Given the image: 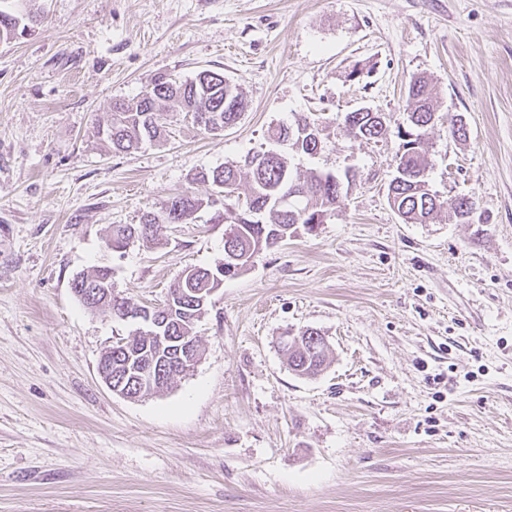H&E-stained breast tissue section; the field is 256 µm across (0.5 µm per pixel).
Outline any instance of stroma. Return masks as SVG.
<instances>
[{
	"mask_svg": "<svg viewBox=\"0 0 512 512\" xmlns=\"http://www.w3.org/2000/svg\"><path fill=\"white\" fill-rule=\"evenodd\" d=\"M0 42V512H512V0H29ZM359 78H350L352 67ZM208 69L249 107L221 135L179 112L169 137L114 153L96 130L154 74ZM441 91L431 185L483 224H406L388 183L407 84ZM322 112L298 172L359 177L325 224L261 251L197 323L203 357L138 400L101 381L132 322L71 283L99 265L154 305L187 266L224 257L213 209L159 244L105 246L197 172L271 149L270 126ZM463 119L468 136L448 128ZM332 354L313 378L279 348L306 328ZM358 111L348 112L344 117L345 126L355 137L379 141L387 136L389 126L385 113Z\"/></svg>",
	"mask_w": 512,
	"mask_h": 512,
	"instance_id": "35a3bbf8",
	"label": "stroma"
}]
</instances>
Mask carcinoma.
<instances>
[{"instance_id": "obj_1", "label": "carcinoma", "mask_w": 512, "mask_h": 512, "mask_svg": "<svg viewBox=\"0 0 512 512\" xmlns=\"http://www.w3.org/2000/svg\"><path fill=\"white\" fill-rule=\"evenodd\" d=\"M24 0H0V41L21 36L26 28L40 23L41 15L22 7ZM150 97L138 95L132 100L112 104L111 119L98 126L97 136L116 153H128L146 142L166 141V126L160 123L162 112H182L194 125L206 133H215V126L225 129L235 125L248 109V102L239 87L227 92V79L214 77L211 70H202L191 78L175 79L167 73L156 74L148 84ZM438 88L427 78H411L408 89L405 118L397 125L400 139L396 153V172L401 181H392L388 195L399 200V217L406 224H425L442 211L448 220L459 222L457 207L446 200L430 195L429 162L424 137L433 129L436 120ZM326 118L321 113L309 112L294 118L288 124L268 129V139L274 143L286 142L295 153L317 154L301 131L312 125L326 129ZM344 124L354 134L366 140L378 141L387 136L389 126L384 113L349 112ZM195 180L210 185L213 194L207 199L182 192L168 198L160 210L149 211L137 224H114L105 245L120 252L131 240L158 244L157 231L162 224H187L196 213L208 205L222 204L225 198L235 197L238 207L216 210L213 220L224 223V258L213 267L190 266L182 270L169 288L163 306L150 309V318L164 324L163 339L137 333L128 334L112 343V376L130 378L140 375L143 363L164 360L172 356V344L166 336H196L195 326L208 312L212 293L247 271L253 256L293 237L299 229L315 230L329 218L339 203L344 183L330 171L311 169L303 174L293 170L289 154L268 150L247 154L241 162L226 163L195 175ZM290 194L288 208L276 207L279 195ZM112 269L98 266L78 274L72 288L83 306L90 311L107 307L112 317L125 321L136 302L116 291L112 299L103 302L94 290L112 288ZM321 333L306 329L299 341L284 343L282 352L288 368L298 376H315L322 372L328 360L329 348L320 343Z\"/></svg>"}]
</instances>
